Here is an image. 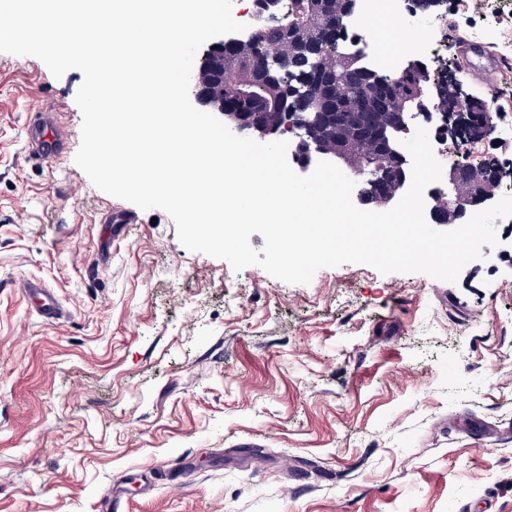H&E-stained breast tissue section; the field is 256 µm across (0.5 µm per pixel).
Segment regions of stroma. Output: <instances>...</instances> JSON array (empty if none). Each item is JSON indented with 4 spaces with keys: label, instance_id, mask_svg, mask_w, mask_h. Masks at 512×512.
<instances>
[{
    "label": "stroma",
    "instance_id": "35a3bbf8",
    "mask_svg": "<svg viewBox=\"0 0 512 512\" xmlns=\"http://www.w3.org/2000/svg\"><path fill=\"white\" fill-rule=\"evenodd\" d=\"M467 59L512 37V0H449ZM79 70L0 53V512H512V223L456 281L347 263L288 284L180 242L164 210L79 168ZM53 110L66 149L30 156ZM131 216L113 225L114 212ZM50 288L47 322L23 285Z\"/></svg>",
    "mask_w": 512,
    "mask_h": 512
}]
</instances>
